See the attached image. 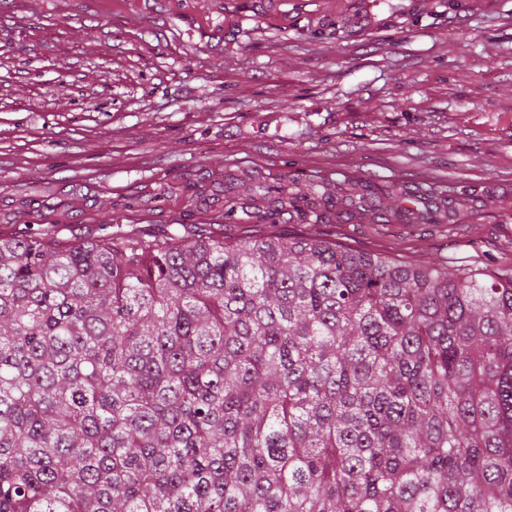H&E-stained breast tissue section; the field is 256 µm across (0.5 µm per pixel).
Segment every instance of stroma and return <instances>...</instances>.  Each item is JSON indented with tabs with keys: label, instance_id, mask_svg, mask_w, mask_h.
<instances>
[{
	"label": "stroma",
	"instance_id": "obj_1",
	"mask_svg": "<svg viewBox=\"0 0 512 512\" xmlns=\"http://www.w3.org/2000/svg\"><path fill=\"white\" fill-rule=\"evenodd\" d=\"M280 174L477 185L458 220L319 230L511 272L512 0H0V234L92 238L113 215L262 236Z\"/></svg>",
	"mask_w": 512,
	"mask_h": 512
}]
</instances>
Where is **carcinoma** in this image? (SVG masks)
I'll list each match as a JSON object with an SVG mask.
<instances>
[{"label": "carcinoma", "mask_w": 512, "mask_h": 512, "mask_svg": "<svg viewBox=\"0 0 512 512\" xmlns=\"http://www.w3.org/2000/svg\"><path fill=\"white\" fill-rule=\"evenodd\" d=\"M259 189L263 236H0V512H512V274L276 229L432 187Z\"/></svg>", "instance_id": "obj_1"}]
</instances>
